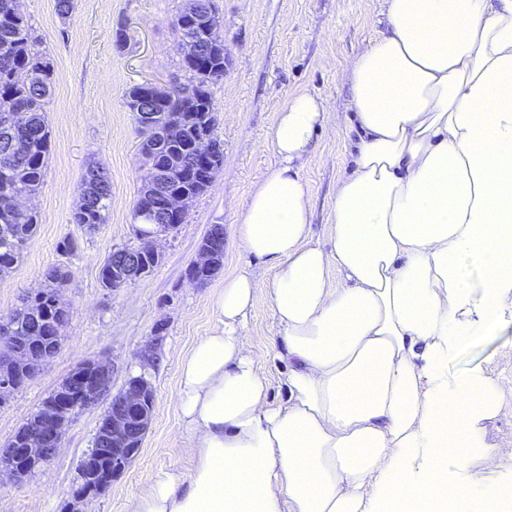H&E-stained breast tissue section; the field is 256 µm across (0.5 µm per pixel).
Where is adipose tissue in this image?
Segmentation results:
<instances>
[{
    "label": "adipose tissue",
    "instance_id": "adipose-tissue-1",
    "mask_svg": "<svg viewBox=\"0 0 512 512\" xmlns=\"http://www.w3.org/2000/svg\"><path fill=\"white\" fill-rule=\"evenodd\" d=\"M384 14L343 71L355 156L329 245L303 175L328 114L305 92L279 109L278 162L235 226L273 271L285 400L247 332L244 268L179 367L193 467L149 476L132 512H500L512 497L466 464L497 458L480 423L512 385L448 376L462 343L512 327V0H385ZM262 371L269 381V398L272 401L283 400L286 396L285 390L280 382L281 373L284 371L283 365L270 357L262 363Z\"/></svg>",
    "mask_w": 512,
    "mask_h": 512
}]
</instances>
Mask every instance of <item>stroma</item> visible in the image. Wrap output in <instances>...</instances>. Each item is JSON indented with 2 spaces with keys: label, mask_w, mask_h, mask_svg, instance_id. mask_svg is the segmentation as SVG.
<instances>
[{
  "label": "stroma",
  "mask_w": 512,
  "mask_h": 512,
  "mask_svg": "<svg viewBox=\"0 0 512 512\" xmlns=\"http://www.w3.org/2000/svg\"><path fill=\"white\" fill-rule=\"evenodd\" d=\"M60 17L55 0H21L23 13L41 37L54 64V91L47 107L51 150L46 176L32 204L40 222L15 268L0 274V316L44 285L52 265L71 272L62 297L68 319L62 347L40 374L0 405V446L14 435L83 360L112 367L110 393L79 412L58 453L23 482L0 477V502L8 512H70L78 466L92 446L98 419L129 376L146 374L155 389L153 417L140 454L94 500L95 512H131L148 475L189 472L190 448L178 411V367L200 337L219 323L213 300L226 276L249 266L257 300L248 333L258 348L270 346L277 323L267 299L269 264L238 251L234 226L252 189L276 164L270 131L279 108L300 92L319 96L329 116L350 110V87L342 72L352 56L380 29L384 0H216L230 53L224 77L211 95L216 133L224 143V166L191 206L187 219L156 242L160 260L145 277L114 290L102 288L99 270L113 246L138 241L134 210L144 174L139 134L125 102L140 83L168 87L188 75L176 51L172 20L182 0H74ZM124 40H117L116 30ZM353 133L329 123L315 135L304 166L313 199L315 240L328 243L331 198L349 165ZM103 166L111 185L105 224L95 231L72 222L82 202L80 185L89 168ZM224 227V267L204 284L189 280L200 244L211 225ZM76 239L75 252L62 244ZM153 344V356L141 351ZM482 370L494 379L512 378V345L505 335L466 343L448 371L464 376ZM485 442L512 461V395L481 423Z\"/></svg>",
  "instance_id": "obj_1"
}]
</instances>
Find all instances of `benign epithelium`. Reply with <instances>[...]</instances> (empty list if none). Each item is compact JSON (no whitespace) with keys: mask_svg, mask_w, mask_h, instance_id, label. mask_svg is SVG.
Wrapping results in <instances>:
<instances>
[{"mask_svg":"<svg viewBox=\"0 0 512 512\" xmlns=\"http://www.w3.org/2000/svg\"><path fill=\"white\" fill-rule=\"evenodd\" d=\"M112 252L115 281L125 282L149 273L141 245L115 246ZM12 342L10 329L0 332V362L19 353ZM111 378L110 366L95 360L89 362L88 370L71 373L57 388L52 407L38 417L42 427L28 430L24 447L0 453V474L6 473L15 481H22L16 462L20 456L28 462L46 464L61 445L66 432L65 421L96 402L109 388ZM154 400L153 386L145 375L129 377L121 395L112 402V419L102 436L103 447L87 453L82 460L83 469L92 472L98 482L78 487L74 491L75 501L102 492L111 477L121 474L140 453L142 440L152 421Z\"/></svg>","mask_w":512,"mask_h":512,"instance_id":"1","label":"benign epithelium"}]
</instances>
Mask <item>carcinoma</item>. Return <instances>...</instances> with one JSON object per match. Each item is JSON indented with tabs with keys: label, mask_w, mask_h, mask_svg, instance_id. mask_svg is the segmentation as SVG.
I'll return each mask as SVG.
<instances>
[{
	"label": "carcinoma",
	"mask_w": 512,
	"mask_h": 512,
	"mask_svg": "<svg viewBox=\"0 0 512 512\" xmlns=\"http://www.w3.org/2000/svg\"><path fill=\"white\" fill-rule=\"evenodd\" d=\"M14 0H0V270L17 264L32 238L36 213L19 220L12 206L15 197L37 193L44 183L50 133L46 107L51 99L54 67L48 53L39 49L40 38L26 17L16 13ZM199 13L210 20L211 36L202 39L203 57L197 61L182 59L189 73L187 93L171 103L165 93L150 88L133 87L127 106L136 112L139 94H144L143 109L155 113L148 134L146 151L154 170V179L165 180V173L175 160L183 161L186 174L177 184H169L158 193L178 192L193 202L214 181L224 165V142L215 133L216 117L211 108L210 84L224 78V38L222 17L215 14L213 0H197ZM42 73L41 81L26 79L31 72ZM201 135L210 136L215 151L208 165L191 153V146ZM85 205L72 222L93 231L105 223L111 203V187L100 166L89 169L81 187ZM211 265L193 270L200 283L211 280L224 267V225L213 224L202 243L213 242ZM45 288L39 296L23 301L13 313L0 318L12 328L14 342L23 348L21 358L1 366L0 372L22 383L31 371L57 353L62 336L57 328L65 320V309L55 305V295L67 287L70 271L64 265L45 269Z\"/></svg>",
	"instance_id": "cac0c4a2"
}]
</instances>
